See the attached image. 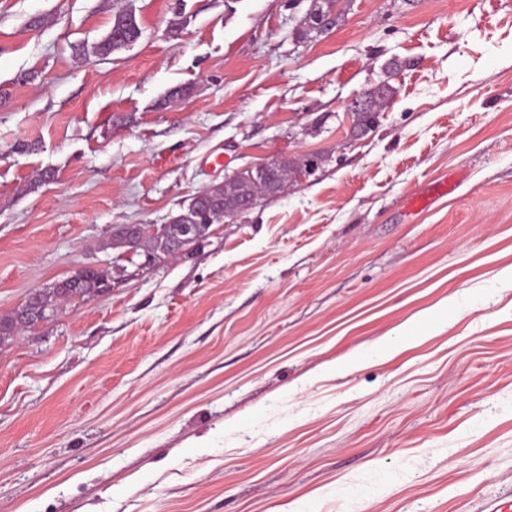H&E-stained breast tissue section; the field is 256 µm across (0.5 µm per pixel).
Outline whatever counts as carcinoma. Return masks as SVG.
Listing matches in <instances>:
<instances>
[{"label":"carcinoma","instance_id":"obj_1","mask_svg":"<svg viewBox=\"0 0 512 512\" xmlns=\"http://www.w3.org/2000/svg\"><path fill=\"white\" fill-rule=\"evenodd\" d=\"M141 35L140 22L133 12L122 11L112 20L108 34L93 46V53L98 57H108L122 49V45L115 43L114 37L119 36L127 43L137 40ZM193 92L190 85H177L168 89L165 95L157 102L156 107L165 109L172 104L188 97ZM395 88L386 80L379 82L365 93L371 100V107L363 110L360 126L370 131L378 124L381 104L394 98ZM276 174L258 172L256 169L246 170L243 173L242 183L250 191L267 197L272 196L269 181L276 180L280 186L285 185L288 177L295 172L297 166L292 160H283L275 165ZM185 221L191 224H214L224 216V208L215 206L207 195H202L188 205L183 211ZM112 275L107 272L92 274H77L70 278L55 281L50 288L33 291L24 304L15 310L12 315L0 319V343L12 339L20 330L32 327L35 316L41 314L48 318L49 314L61 302H71L75 297L82 295L90 297L103 289Z\"/></svg>","mask_w":512,"mask_h":512}]
</instances>
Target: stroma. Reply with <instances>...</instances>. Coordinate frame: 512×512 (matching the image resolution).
Wrapping results in <instances>:
<instances>
[{
    "mask_svg": "<svg viewBox=\"0 0 512 512\" xmlns=\"http://www.w3.org/2000/svg\"><path fill=\"white\" fill-rule=\"evenodd\" d=\"M321 4L0 0V317L111 263L112 225L318 161L0 345V512H482L512 490V0H338L299 37ZM127 7L141 37L93 56ZM443 177L454 195L405 207ZM395 93V88L386 80L380 81L370 91L364 93V96L371 100V107L362 111H352L363 112L359 126L373 131L378 124L377 117H379L382 109L381 104L387 100H392ZM253 169L246 170L243 173L242 183L243 185L250 190L251 192L256 193L258 196L263 194L267 197L275 196L269 189V181L275 178V173L272 171V174H268L263 171L259 173L256 169L268 170L269 164H259L254 167H250Z\"/></svg>",
    "mask_w": 512,
    "mask_h": 512,
    "instance_id": "obj_1",
    "label": "stroma"
}]
</instances>
